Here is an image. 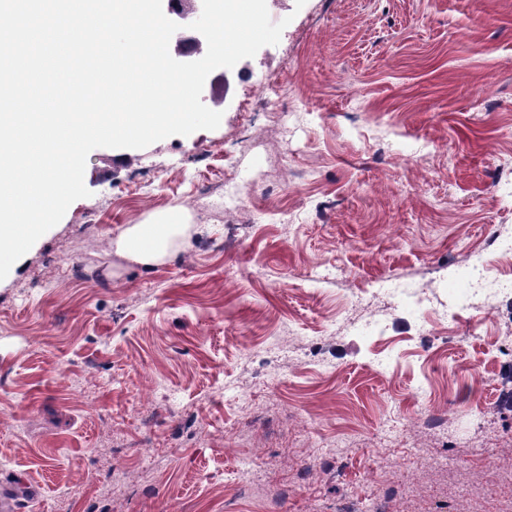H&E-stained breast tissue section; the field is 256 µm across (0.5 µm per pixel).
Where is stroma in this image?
<instances>
[{
  "mask_svg": "<svg viewBox=\"0 0 512 512\" xmlns=\"http://www.w3.org/2000/svg\"><path fill=\"white\" fill-rule=\"evenodd\" d=\"M267 8L287 23L279 43L206 79L226 98L220 126L91 151L89 197L0 280V492L19 512H266L234 491L254 448L280 512L371 505V448L391 512H512V381L474 410L446 396L512 333V296L430 332L385 296L460 294L467 252L489 229L512 237V0ZM270 78L279 101L243 111ZM228 180L253 207L225 208ZM166 213L192 227L174 260L115 253L124 228ZM358 296L386 306L383 340L343 329ZM287 334L317 341L311 361L278 356ZM235 386L279 428L246 423ZM413 410V431L385 432ZM298 413L313 428L293 438ZM474 446L493 454L478 473Z\"/></svg>",
  "mask_w": 512,
  "mask_h": 512,
  "instance_id": "35a3bbf8",
  "label": "stroma"
}]
</instances>
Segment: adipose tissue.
<instances>
[{
    "instance_id": "1",
    "label": "adipose tissue",
    "mask_w": 512,
    "mask_h": 512,
    "mask_svg": "<svg viewBox=\"0 0 512 512\" xmlns=\"http://www.w3.org/2000/svg\"><path fill=\"white\" fill-rule=\"evenodd\" d=\"M184 226L179 216L165 214L149 224H134L116 239L117 253L131 262L151 266L166 258L173 239Z\"/></svg>"
}]
</instances>
